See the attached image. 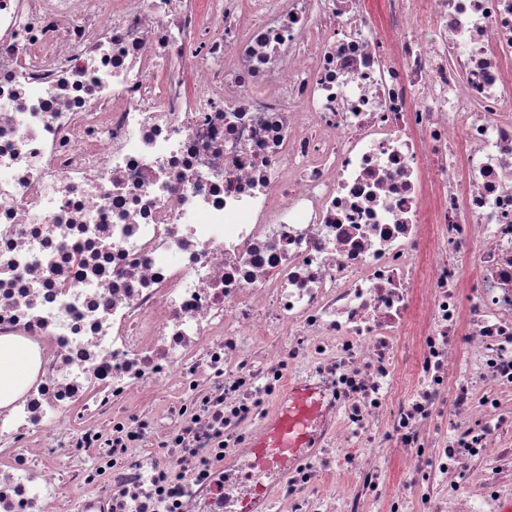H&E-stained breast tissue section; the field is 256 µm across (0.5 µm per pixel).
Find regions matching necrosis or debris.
<instances>
[{
	"instance_id": "necrosis-or-debris-1",
	"label": "necrosis or debris",
	"mask_w": 512,
	"mask_h": 512,
	"mask_svg": "<svg viewBox=\"0 0 512 512\" xmlns=\"http://www.w3.org/2000/svg\"><path fill=\"white\" fill-rule=\"evenodd\" d=\"M0 336V512L48 434L82 512H502L512 0H0ZM291 381L321 448L220 480ZM33 372L28 343L15 336L0 337V406L28 383Z\"/></svg>"
}]
</instances>
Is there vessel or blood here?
I'll return each mask as SVG.
<instances>
[{
  "mask_svg": "<svg viewBox=\"0 0 512 512\" xmlns=\"http://www.w3.org/2000/svg\"><path fill=\"white\" fill-rule=\"evenodd\" d=\"M320 406L309 385L289 382L282 402L270 417L256 446L259 455H298L317 447L320 435L314 421Z\"/></svg>",
  "mask_w": 512,
  "mask_h": 512,
  "instance_id": "b4317fda",
  "label": "vessel or blood"
}]
</instances>
